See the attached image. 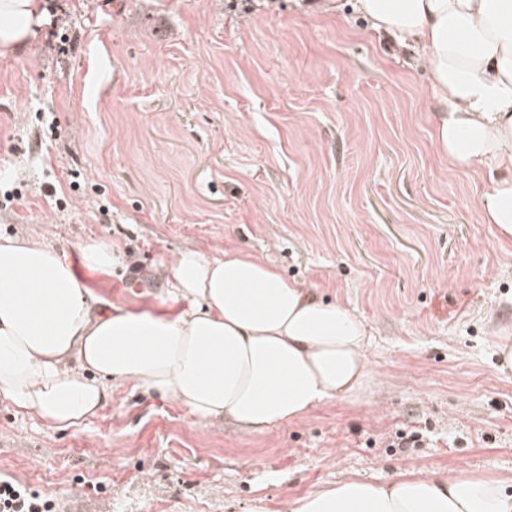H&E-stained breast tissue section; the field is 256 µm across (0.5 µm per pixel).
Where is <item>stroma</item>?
<instances>
[{"instance_id":"35a3bbf8","label":"stroma","mask_w":512,"mask_h":512,"mask_svg":"<svg viewBox=\"0 0 512 512\" xmlns=\"http://www.w3.org/2000/svg\"><path fill=\"white\" fill-rule=\"evenodd\" d=\"M55 33L0 55V235L72 262L132 310L169 302L184 250L244 251L368 331L361 391L246 433L115 381L57 429L0 396V474L63 512H288L357 478L471 474L512 495V240L485 223L487 168L433 139L423 68L339 0H50ZM420 434L394 447L397 431ZM82 264L85 268L108 272L116 260L112 247L101 242H91L81 249Z\"/></svg>"}]
</instances>
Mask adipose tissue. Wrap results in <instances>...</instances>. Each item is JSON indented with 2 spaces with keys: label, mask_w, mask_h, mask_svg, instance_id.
Instances as JSON below:
<instances>
[{
  "label": "adipose tissue",
  "mask_w": 512,
  "mask_h": 512,
  "mask_svg": "<svg viewBox=\"0 0 512 512\" xmlns=\"http://www.w3.org/2000/svg\"><path fill=\"white\" fill-rule=\"evenodd\" d=\"M373 28L410 42L442 107L435 139L460 169H495L486 223L512 239V0H357ZM43 0H0V54L28 47ZM74 267L50 244L0 237V395L60 429L96 415L113 380L168 398L197 420L247 432L293 420L363 383L367 332L240 251L194 250L171 263L168 308L134 312L97 295L80 268L116 254L86 244ZM289 512H512L480 475L347 479L295 498Z\"/></svg>",
  "instance_id": "obj_1"
}]
</instances>
